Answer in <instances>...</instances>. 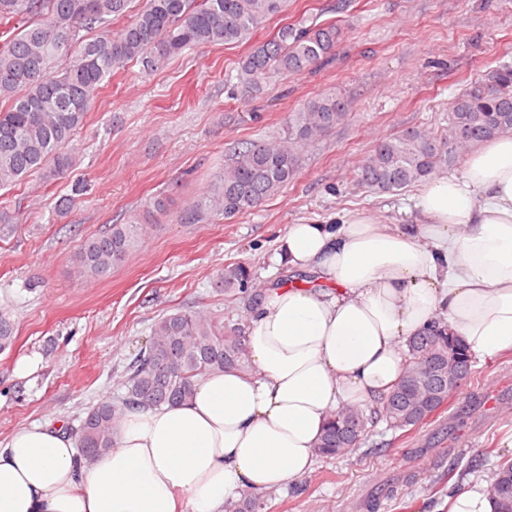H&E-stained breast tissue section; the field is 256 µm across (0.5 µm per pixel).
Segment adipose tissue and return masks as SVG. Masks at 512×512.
I'll use <instances>...</instances> for the list:
<instances>
[{
	"label": "adipose tissue",
	"mask_w": 512,
	"mask_h": 512,
	"mask_svg": "<svg viewBox=\"0 0 512 512\" xmlns=\"http://www.w3.org/2000/svg\"><path fill=\"white\" fill-rule=\"evenodd\" d=\"M273 262L313 280L266 284L249 373L127 409L90 466L60 426L17 429L0 448V512H224L307 474L338 407H380L433 320L473 355L512 352V134L470 153L461 176L428 179L415 223L355 211L291 224Z\"/></svg>",
	"instance_id": "1"
}]
</instances>
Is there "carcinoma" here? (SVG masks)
Wrapping results in <instances>:
<instances>
[{
	"label": "carcinoma",
	"mask_w": 512,
	"mask_h": 512,
	"mask_svg": "<svg viewBox=\"0 0 512 512\" xmlns=\"http://www.w3.org/2000/svg\"><path fill=\"white\" fill-rule=\"evenodd\" d=\"M288 0H0V189L32 174L58 182L78 165L71 144L112 74L132 62L146 71L163 68L188 50L240 42ZM129 18L116 34L112 21ZM95 33L90 39L87 33ZM346 36L338 21L303 17L252 45L237 70V88L249 100L271 75L301 73L332 57ZM339 94L319 95L288 114V137L246 141L234 148L201 202L176 216L195 224L209 208L226 218L278 194L301 169L303 152L349 119ZM512 133V65H498L470 81L448 107V131L412 128L379 141L356 172L357 183L376 192L399 191L455 165L475 146ZM138 219L113 224L87 239L75 256L78 272L99 280L126 257L140 235ZM219 286L251 311L260 297L244 263L224 267ZM240 324H224L198 311L160 317L149 340L129 364L125 393L102 400L76 431L83 463L92 465L114 447L115 425L126 407H160L190 400L202 376L249 368ZM14 340L12 322L0 316V351ZM401 379L378 410L344 405L330 417L315 448L326 459L352 454L379 421L406 433L441 411L472 374L473 357L438 320L407 345ZM487 491L498 512H512V459L496 463ZM265 495L249 493L224 512H263Z\"/></svg>",
	"instance_id": "carcinoma-1"
}]
</instances>
